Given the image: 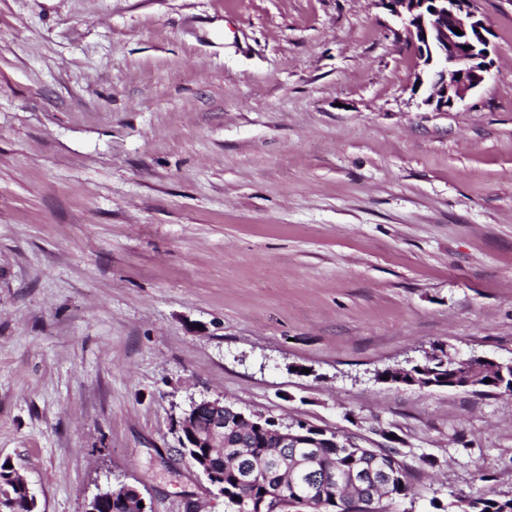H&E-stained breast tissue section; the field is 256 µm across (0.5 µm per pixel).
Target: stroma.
I'll return each mask as SVG.
<instances>
[{"instance_id":"stroma-1","label":"stroma","mask_w":512,"mask_h":512,"mask_svg":"<svg viewBox=\"0 0 512 512\" xmlns=\"http://www.w3.org/2000/svg\"><path fill=\"white\" fill-rule=\"evenodd\" d=\"M425 105L378 0H0V464L39 512L138 485L225 512L176 421L236 409L394 448L414 498L512 496V394L398 386L512 360V0ZM438 348L440 349V356L431 361L424 358L422 361L416 363L409 369H405L404 371L386 369L379 373L378 376L382 380L384 376H387L388 380L384 381L400 385L414 386L415 384L420 385L422 382L434 387L448 388L453 387L455 381L471 379L473 383H477L485 387H494L503 389L504 391H511L512 388L509 385V379L512 375V371L509 368H512V361H510V363L499 364L502 368L507 367L504 369L506 381L501 387H499V382H502L503 380L500 376V366L498 365L497 369H495L496 365L494 363L497 362L494 359L487 357H471L469 360L463 361L470 362L471 360H488L494 363L475 362L474 364H470L465 367L454 362L452 359H455L456 357L448 353L446 348L443 346ZM407 378H410V381H407ZM484 379H491V382L485 383Z\"/></svg>"}]
</instances>
